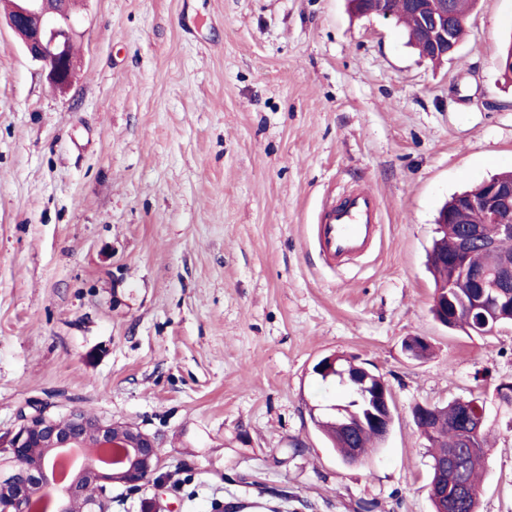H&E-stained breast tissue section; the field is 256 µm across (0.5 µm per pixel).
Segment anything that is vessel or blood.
Returning <instances> with one entry per match:
<instances>
[{
	"instance_id": "1",
	"label": "vessel or blood",
	"mask_w": 512,
	"mask_h": 512,
	"mask_svg": "<svg viewBox=\"0 0 512 512\" xmlns=\"http://www.w3.org/2000/svg\"><path fill=\"white\" fill-rule=\"evenodd\" d=\"M378 219L376 197L361 188L325 204L314 226L324 260L333 265L366 253L377 237Z\"/></svg>"
}]
</instances>
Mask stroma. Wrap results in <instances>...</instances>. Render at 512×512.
Returning a JSON list of instances; mask_svg holds the SVG:
<instances>
[{
    "label": "stroma",
    "instance_id": "1",
    "mask_svg": "<svg viewBox=\"0 0 512 512\" xmlns=\"http://www.w3.org/2000/svg\"><path fill=\"white\" fill-rule=\"evenodd\" d=\"M67 92L0 19V458L36 410L155 435L163 484L110 512H432L418 403L482 394L478 512H512V327L437 322L427 253L450 197L512 171V0H478L453 58L347 0H79ZM377 197L331 266L323 203ZM425 337L427 358L404 341ZM358 357L394 421L343 462L312 367ZM378 219V200L362 188L325 204L314 226L315 242L324 260L336 265L366 253L377 237Z\"/></svg>",
    "mask_w": 512,
    "mask_h": 512
}]
</instances>
